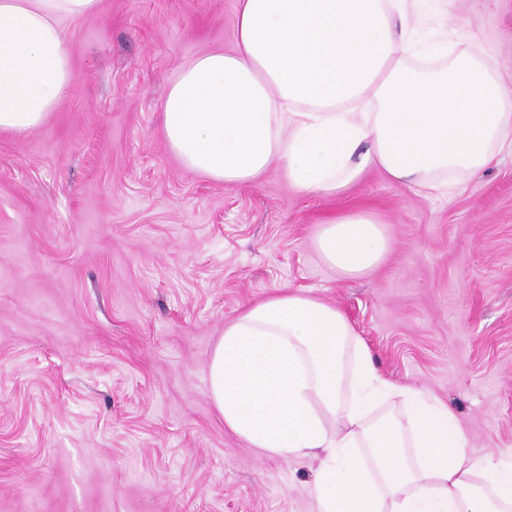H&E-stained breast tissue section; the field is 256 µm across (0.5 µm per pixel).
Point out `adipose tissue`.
<instances>
[{
	"instance_id": "adipose-tissue-1",
	"label": "adipose tissue",
	"mask_w": 512,
	"mask_h": 512,
	"mask_svg": "<svg viewBox=\"0 0 512 512\" xmlns=\"http://www.w3.org/2000/svg\"><path fill=\"white\" fill-rule=\"evenodd\" d=\"M421 0H236L235 47L189 60L162 101L171 151L218 183L280 169L333 196L370 169L446 192L512 137V89L477 55L421 42ZM100 0H0V130L38 128L74 74L61 19ZM322 261L366 275L390 248L368 212L322 224ZM225 426L262 454L320 458L317 512H512V467L448 405L385 378L336 309L282 290L224 326L209 361Z\"/></svg>"
}]
</instances>
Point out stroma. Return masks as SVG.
<instances>
[{"label": "stroma", "mask_w": 512, "mask_h": 512, "mask_svg": "<svg viewBox=\"0 0 512 512\" xmlns=\"http://www.w3.org/2000/svg\"><path fill=\"white\" fill-rule=\"evenodd\" d=\"M236 0H101L63 20L74 79L34 131H0V512H316L315 459L261 455L209 396L224 325L288 288L340 310L379 371L512 457V149L446 195L377 169L342 194L279 169L216 183L170 150L161 103L235 45ZM417 28L512 75V0H437ZM373 213L362 278L321 224ZM315 247L322 261L339 275L359 278L379 265L390 240L373 214L358 211L321 224Z\"/></svg>", "instance_id": "obj_1"}]
</instances>
